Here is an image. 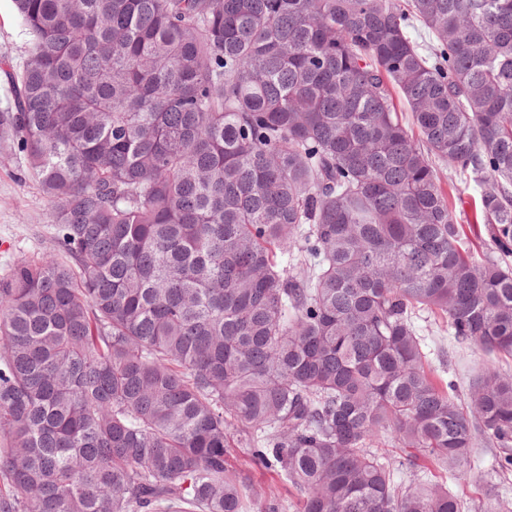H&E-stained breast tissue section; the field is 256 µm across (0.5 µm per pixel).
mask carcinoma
Instances as JSON below:
<instances>
[{"instance_id": "obj_1", "label": "carcinoma", "mask_w": 512, "mask_h": 512, "mask_svg": "<svg viewBox=\"0 0 512 512\" xmlns=\"http://www.w3.org/2000/svg\"><path fill=\"white\" fill-rule=\"evenodd\" d=\"M14 4L0 136L64 257L0 278V512H281L234 434L299 512H463L480 441L512 474V375L461 396L416 324L512 359V0ZM443 187L448 192V199L453 203V206L456 205L457 211L462 208L465 210L466 214L471 213L472 203L474 199H478L479 192L473 190L471 187L466 188L465 185L460 181V179H452L448 178V172L445 175ZM461 198V201L458 198ZM228 464L232 469L249 477L251 481L261 486L267 492L273 491L276 493L279 490L282 491L283 508L281 512H297V493L292 490V495L288 496V494H285L284 491L281 490L282 483L274 468H267L255 462L244 443L238 444L235 440L228 456Z\"/></svg>"}]
</instances>
